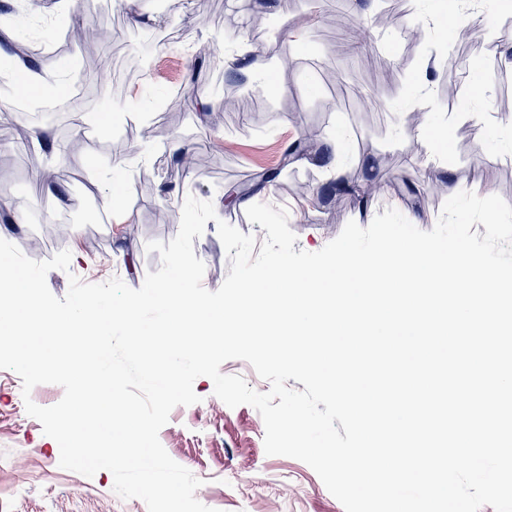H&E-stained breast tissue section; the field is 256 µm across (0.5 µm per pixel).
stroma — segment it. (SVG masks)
Here are the masks:
<instances>
[{
  "instance_id": "obj_1",
  "label": "stroma",
  "mask_w": 512,
  "mask_h": 512,
  "mask_svg": "<svg viewBox=\"0 0 512 512\" xmlns=\"http://www.w3.org/2000/svg\"><path fill=\"white\" fill-rule=\"evenodd\" d=\"M21 0H0V58L13 56L21 40L53 49L41 58L42 94L68 98L75 82L92 89L86 114L110 115L109 127H84V154L64 160L61 144L71 117L31 121L14 113L0 91V110L11 125L0 127V239L44 261L70 251L69 271L52 270L47 285L64 297L70 276L104 283L112 275L140 288L157 271L151 241L169 242L179 231L187 196L212 201L216 220L194 238L205 265L204 288L217 290L231 262L217 234V221L264 240L266 231L246 216L248 206L285 208L294 250L316 252L348 221L368 226L385 209L398 210L417 228L431 230L445 201L467 190L500 196L512 205V10L502 0H483L480 44L483 68L458 83L459 107L439 105L459 60L448 28L418 20L441 11L442 0H348L354 31H336L323 18L326 0H250L239 12L233 0H44L38 18L18 14ZM90 25L105 33L97 51H111L113 70L125 73L146 58L141 79L121 86L86 64L82 43L65 40L56 24ZM244 43L248 53L225 62V47ZM214 47L198 60L199 45ZM267 86H255L257 77ZM189 101L173 112L150 111L151 101L171 89ZM239 110L216 115L225 96ZM445 128L446 155H430L417 128ZM322 138L306 154L285 161V152L311 127ZM43 127L49 142L32 148L15 130ZM274 180L255 191L259 174ZM124 190L106 232L72 225L65 240L45 233L48 218L81 210L85 188L102 183ZM381 185L363 199L368 184ZM25 204L28 221L15 223L10 203ZM166 218H159V211ZM199 403L175 407L159 439L170 457L200 479V501L215 512H345L306 463L270 456L265 425L249 405L228 407L214 385L198 377ZM22 381L0 369V512H148L138 498L123 499L114 478L85 477L63 469L40 422L29 416Z\"/></svg>"
}]
</instances>
